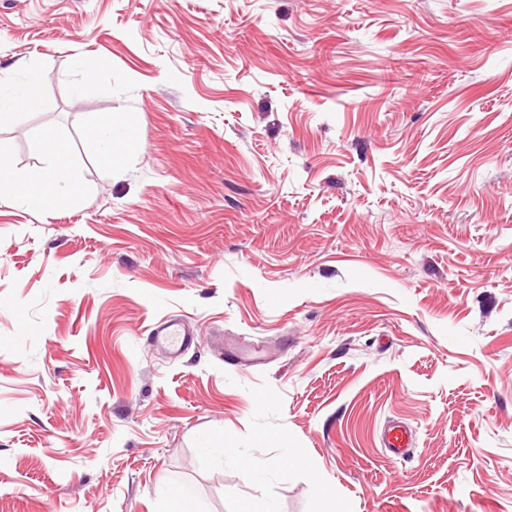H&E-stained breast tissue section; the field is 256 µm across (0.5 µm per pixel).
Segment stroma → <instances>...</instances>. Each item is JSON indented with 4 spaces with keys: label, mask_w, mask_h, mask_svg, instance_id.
Listing matches in <instances>:
<instances>
[{
    "label": "stroma",
    "mask_w": 512,
    "mask_h": 512,
    "mask_svg": "<svg viewBox=\"0 0 512 512\" xmlns=\"http://www.w3.org/2000/svg\"><path fill=\"white\" fill-rule=\"evenodd\" d=\"M28 66L81 186L0 198V512H512V0H0ZM129 127L124 124H112L100 128L94 142L99 154L113 165H119L123 157V151L127 146V132ZM194 334L186 331L181 321L170 319L153 325L151 341L167 347L174 357L182 355L194 341ZM382 441L384 447L396 457L403 458L409 450L408 430L400 422H389L384 427ZM204 449L206 454L214 459L221 461L230 459L236 462L240 467H242L246 471H255L254 462L251 459L242 456L234 448H229L227 446H225V448H223V446H207V448ZM183 487H175L161 505L159 512H205L206 510L191 493L183 491Z\"/></svg>",
    "instance_id": "35a3bbf8"
}]
</instances>
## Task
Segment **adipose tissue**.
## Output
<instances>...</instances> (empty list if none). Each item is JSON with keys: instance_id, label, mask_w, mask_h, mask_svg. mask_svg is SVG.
<instances>
[{"instance_id": "1", "label": "adipose tissue", "mask_w": 512, "mask_h": 512, "mask_svg": "<svg viewBox=\"0 0 512 512\" xmlns=\"http://www.w3.org/2000/svg\"><path fill=\"white\" fill-rule=\"evenodd\" d=\"M43 83V73L34 67L14 79H0V124L12 120L19 112L39 108ZM41 144L45 164L38 172L17 171L6 164L0 166V197L38 209L46 202L76 196L80 176L71 166L60 137L54 130H43Z\"/></svg>"}]
</instances>
